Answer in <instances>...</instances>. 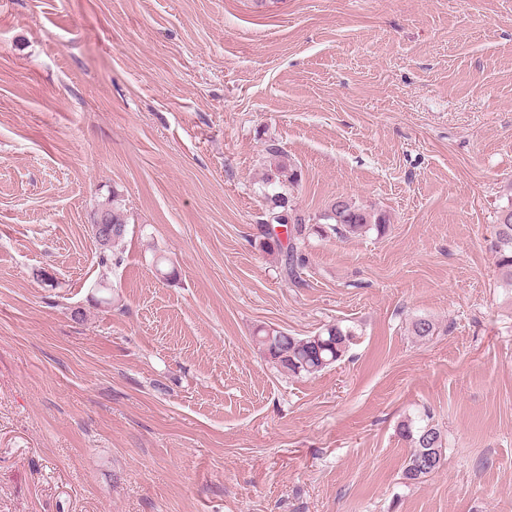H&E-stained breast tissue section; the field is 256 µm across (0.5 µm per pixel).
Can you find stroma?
Segmentation results:
<instances>
[{
  "label": "stroma",
  "instance_id": "obj_1",
  "mask_svg": "<svg viewBox=\"0 0 512 512\" xmlns=\"http://www.w3.org/2000/svg\"><path fill=\"white\" fill-rule=\"evenodd\" d=\"M269 140L305 215L386 232L285 278ZM511 200L512 0H0V512H512ZM336 322L313 377L253 341ZM424 414L446 460L409 486ZM489 250L506 283L512 285V203L497 216L496 232L489 243ZM93 216H96V219L94 220V223L91 224V228L97 244L98 240L100 245L107 243L112 236L109 247L105 249H101L99 247L101 264L106 265L108 261H112L113 265H118L121 261V257H119L118 253L115 252V247L124 240L127 233V219L125 218V215L114 207L110 208L109 206L102 205L94 212ZM101 221H104V224H110L112 226V230L109 228L104 230L98 239L97 226ZM399 434L411 444V451L404 461L402 479L405 484L422 483L437 472L445 461L446 438L442 429L424 418L406 417L398 425ZM438 464L425 465V461L434 458Z\"/></svg>",
  "mask_w": 512,
  "mask_h": 512
}]
</instances>
